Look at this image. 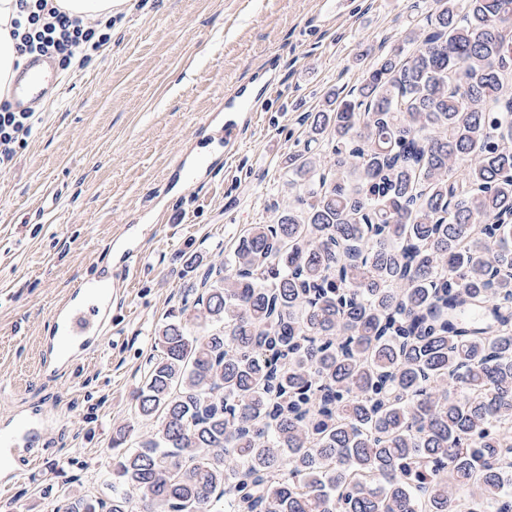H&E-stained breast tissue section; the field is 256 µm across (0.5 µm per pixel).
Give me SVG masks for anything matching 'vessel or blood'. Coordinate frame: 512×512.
<instances>
[{
  "mask_svg": "<svg viewBox=\"0 0 512 512\" xmlns=\"http://www.w3.org/2000/svg\"><path fill=\"white\" fill-rule=\"evenodd\" d=\"M61 89L57 62L51 55H35L16 71L10 84V103L15 110L25 111L41 100L54 97ZM264 101L258 87L242 85L224 98V110L229 117L214 132L218 142L235 145L241 141L242 124L239 114L262 111ZM123 271L137 272L142 251L120 234ZM112 312V290L105 284L83 282L75 286L70 297L56 310L54 333L44 342L40 366L46 372H58L75 356L98 352L104 340V328ZM43 427L38 415L16 418L0 430V467L13 456L17 448L28 445Z\"/></svg>",
  "mask_w": 512,
  "mask_h": 512,
  "instance_id": "obj_1",
  "label": "vessel or blood"
}]
</instances>
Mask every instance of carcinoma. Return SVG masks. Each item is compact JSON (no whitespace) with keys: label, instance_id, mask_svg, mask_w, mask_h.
Returning a JSON list of instances; mask_svg holds the SVG:
<instances>
[{"label":"carcinoma","instance_id":"cac0c4a2","mask_svg":"<svg viewBox=\"0 0 512 512\" xmlns=\"http://www.w3.org/2000/svg\"><path fill=\"white\" fill-rule=\"evenodd\" d=\"M437 4L156 330L110 502L55 512H512V0Z\"/></svg>","mask_w":512,"mask_h":512}]
</instances>
